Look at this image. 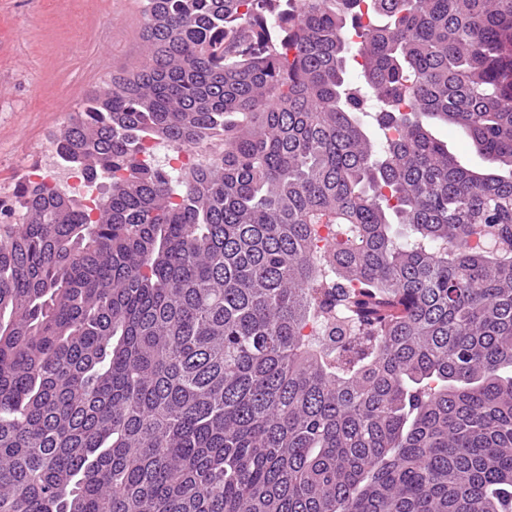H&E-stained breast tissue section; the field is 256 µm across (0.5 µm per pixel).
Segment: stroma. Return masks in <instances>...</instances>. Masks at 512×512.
I'll use <instances>...</instances> for the list:
<instances>
[{
    "label": "stroma",
    "instance_id": "1",
    "mask_svg": "<svg viewBox=\"0 0 512 512\" xmlns=\"http://www.w3.org/2000/svg\"><path fill=\"white\" fill-rule=\"evenodd\" d=\"M142 0H0V198L85 98L144 63Z\"/></svg>",
    "mask_w": 512,
    "mask_h": 512
}]
</instances>
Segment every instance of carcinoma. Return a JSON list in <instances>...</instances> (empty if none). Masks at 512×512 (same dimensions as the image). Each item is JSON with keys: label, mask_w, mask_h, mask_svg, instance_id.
<instances>
[{"label": "carcinoma", "mask_w": 512, "mask_h": 512, "mask_svg": "<svg viewBox=\"0 0 512 512\" xmlns=\"http://www.w3.org/2000/svg\"><path fill=\"white\" fill-rule=\"evenodd\" d=\"M142 15L53 140L97 218L0 203V512H512V0ZM431 131L436 138L448 144L449 151L454 153L462 163L475 167L491 166L476 153L471 141L457 128L437 124L431 127ZM222 149L224 145L215 142L209 149L183 147L173 150V147L165 141L149 140L145 143L144 157L176 176L184 170L209 162L214 158L215 152ZM171 151L172 154H170Z\"/></svg>", "instance_id": "obj_1"}]
</instances>
